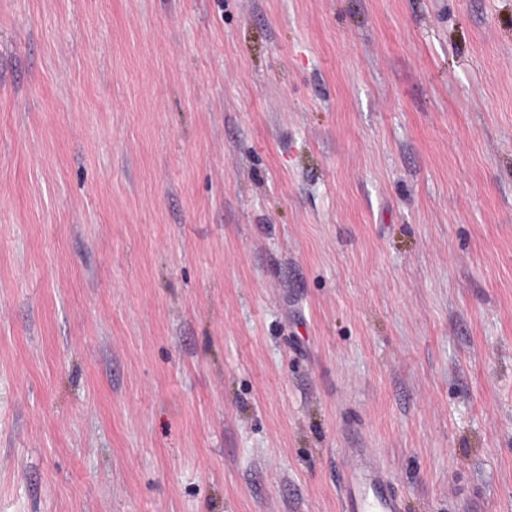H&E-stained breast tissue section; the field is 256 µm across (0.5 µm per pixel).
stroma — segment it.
Returning <instances> with one entry per match:
<instances>
[{"instance_id": "35a3bbf8", "label": "stroma", "mask_w": 512, "mask_h": 512, "mask_svg": "<svg viewBox=\"0 0 512 512\" xmlns=\"http://www.w3.org/2000/svg\"><path fill=\"white\" fill-rule=\"evenodd\" d=\"M512 512V0H0V512ZM352 465L342 489L344 512H401V498L390 491L372 457L362 449H350Z\"/></svg>"}]
</instances>
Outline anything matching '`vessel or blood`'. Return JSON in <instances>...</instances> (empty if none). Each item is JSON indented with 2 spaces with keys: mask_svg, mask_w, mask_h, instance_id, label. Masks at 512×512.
Listing matches in <instances>:
<instances>
[{
  "mask_svg": "<svg viewBox=\"0 0 512 512\" xmlns=\"http://www.w3.org/2000/svg\"><path fill=\"white\" fill-rule=\"evenodd\" d=\"M352 464L342 489L343 512H401L400 497L390 491L382 472L364 450H351Z\"/></svg>",
  "mask_w": 512,
  "mask_h": 512,
  "instance_id": "obj_1",
  "label": "vessel or blood"
}]
</instances>
